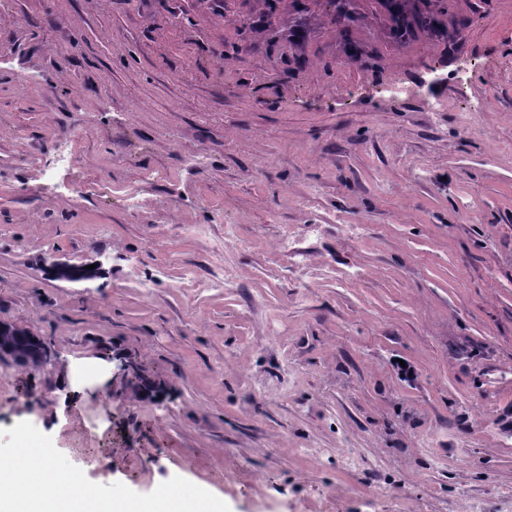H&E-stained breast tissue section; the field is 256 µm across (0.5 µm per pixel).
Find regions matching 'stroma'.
<instances>
[{
    "instance_id": "obj_1",
    "label": "stroma",
    "mask_w": 512,
    "mask_h": 512,
    "mask_svg": "<svg viewBox=\"0 0 512 512\" xmlns=\"http://www.w3.org/2000/svg\"><path fill=\"white\" fill-rule=\"evenodd\" d=\"M307 4L0 0V321L51 355L0 357L4 464L29 431L104 500L512 512V0L431 37L359 0L343 43Z\"/></svg>"
}]
</instances>
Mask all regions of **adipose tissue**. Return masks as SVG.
<instances>
[{
    "mask_svg": "<svg viewBox=\"0 0 512 512\" xmlns=\"http://www.w3.org/2000/svg\"><path fill=\"white\" fill-rule=\"evenodd\" d=\"M38 465L0 469V512H214L213 503L197 490L159 487L153 508L137 502L99 498L74 473L53 466L47 451H39Z\"/></svg>",
    "mask_w": 512,
    "mask_h": 512,
    "instance_id": "obj_1",
    "label": "adipose tissue"
}]
</instances>
